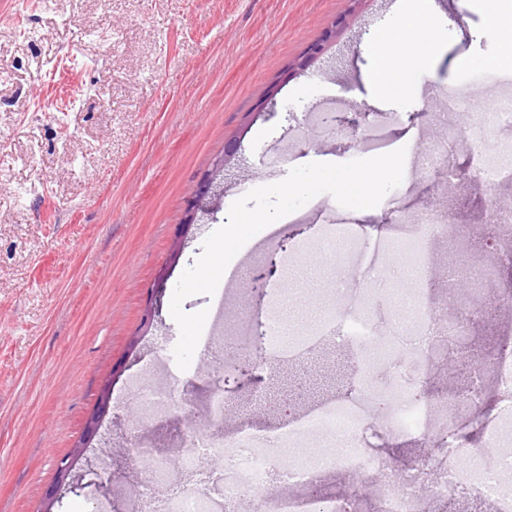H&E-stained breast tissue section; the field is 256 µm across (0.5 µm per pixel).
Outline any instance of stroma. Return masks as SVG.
<instances>
[{"label":"stroma","instance_id":"35a3bbf8","mask_svg":"<svg viewBox=\"0 0 512 512\" xmlns=\"http://www.w3.org/2000/svg\"><path fill=\"white\" fill-rule=\"evenodd\" d=\"M399 2L413 0H0V512H42L56 462L79 439L116 362L124 368L112 410L77 467L83 488L62 490L53 512H130L139 477L128 457L171 455L203 430L225 363L262 379L233 391L213 428L227 445L240 429L268 436L287 425L269 395L296 374L311 382L301 411L339 395L351 357L337 347L266 365L208 341L184 371L159 358L179 339L170 303L180 276L251 189L310 162L406 150L401 184L370 214L320 195L242 247L222 299H185L186 312L207 310L206 331L224 340L271 321L294 332L271 292L296 287L300 268L318 264L332 226L353 236L344 269L352 289L383 301L410 285L392 254L410 215L449 213L480 232L486 212L512 202V181L451 185L416 171L420 150L439 138L449 139L457 166L472 156L503 163L497 147L512 143V130H476L448 92L462 89L482 109L512 95V70L496 64L512 47L504 20L474 0H435L446 17L437 33L443 48H420L430 58L414 77L421 96L376 110L361 77L373 63L363 42ZM343 14L348 24L324 55L298 70L302 52ZM465 53L475 65L458 64ZM318 111L329 124L316 122ZM231 141L240 149L224 169L217 211L173 255L185 198ZM369 262L381 277L359 274ZM271 264L276 272L253 305L255 279ZM148 309L155 317L143 335ZM144 374L167 381L175 408L147 417L124 400ZM186 393L192 423L179 405Z\"/></svg>","mask_w":512,"mask_h":512}]
</instances>
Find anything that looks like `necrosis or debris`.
Returning a JSON list of instances; mask_svg holds the SVG:
<instances>
[{
    "mask_svg": "<svg viewBox=\"0 0 512 512\" xmlns=\"http://www.w3.org/2000/svg\"><path fill=\"white\" fill-rule=\"evenodd\" d=\"M448 238L457 240L462 252L484 248L486 242L468 227L444 223L425 211L417 214L406 236L397 238L394 247L402 262L414 272V286L399 298L396 309H384L369 297L348 294L335 288V306L325 308L309 335L287 341L276 325H268L257 336H245L246 346L256 347L261 360H291L301 347L330 342L354 347L360 352L353 374L335 401L289 419L268 447L253 433L241 431L231 446L208 434L195 437L183 449L178 461L153 458L142 464L145 493L167 487L171 512H222L234 504L247 512H291L286 499L267 494L275 474H284L289 483L315 486L324 473L341 472L352 477L375 476L379 482L377 512H416L415 492L424 480H431L434 497L445 501L467 488L491 501L496 512H512V452H496L498 427L483 424L481 431L489 451L471 452L464 439L454 432L437 428L434 417L449 404L478 406L484 396L482 371H475L469 386L452 394L423 396L428 383V360L441 351L456 354L466 341L474 312L464 310L448 315L429 297L427 268L429 242ZM384 321L386 338L376 343L375 326ZM483 364L491 366L498 392L499 412L512 414V335L483 354ZM386 370L384 382L366 374L372 364ZM387 413L385 422L371 416L372 409ZM389 431L416 432L435 439L441 452L430 459L413 463L403 479L392 476V466L370 444L373 437ZM315 435L345 438L340 448L316 451L306 440ZM223 454L224 466L207 480L204 488L183 485L182 475L198 471L213 455Z\"/></svg>",
    "mask_w": 512,
    "mask_h": 512,
    "instance_id": "4bbe7bcc",
    "label": "necrosis or debris"
}]
</instances>
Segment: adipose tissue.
Instances as JSON below:
<instances>
[{
	"label": "adipose tissue",
	"instance_id": "adipose-tissue-1",
	"mask_svg": "<svg viewBox=\"0 0 512 512\" xmlns=\"http://www.w3.org/2000/svg\"><path fill=\"white\" fill-rule=\"evenodd\" d=\"M433 0H423L421 9H407L396 18L386 41L376 42V64L367 70L363 79L373 92V102L383 107L404 97H415L420 88L413 83V74L424 60L418 47L424 38L420 25L422 16L432 14Z\"/></svg>",
	"mask_w": 512,
	"mask_h": 512
}]
</instances>
